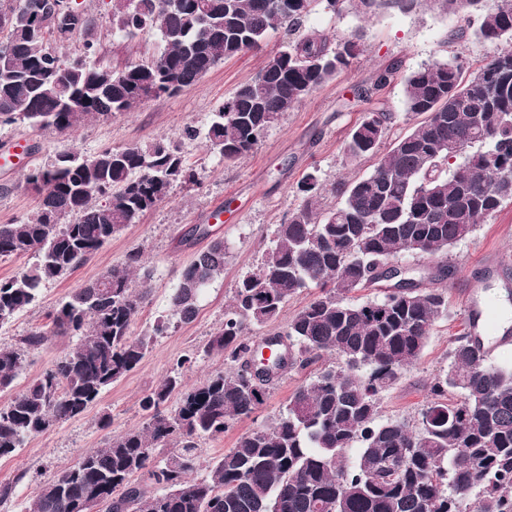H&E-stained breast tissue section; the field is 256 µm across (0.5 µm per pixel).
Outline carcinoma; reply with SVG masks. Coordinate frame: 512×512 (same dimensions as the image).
I'll return each mask as SVG.
<instances>
[{
	"label": "carcinoma",
	"instance_id": "cac0c4a2",
	"mask_svg": "<svg viewBox=\"0 0 512 512\" xmlns=\"http://www.w3.org/2000/svg\"><path fill=\"white\" fill-rule=\"evenodd\" d=\"M58 0H0V125L29 121L58 132L130 112L144 101L195 85L225 59L262 48L281 30L286 46L214 112L207 146L238 163L289 109L346 69L357 42L333 44L307 28L312 13L409 12L421 0H112V33L156 32L164 51L112 71L85 56L64 61L49 41L72 31L54 13ZM463 14L455 38L502 45L475 72L457 58L435 59L405 77L404 110L422 120L391 147L380 144L393 120L367 113L346 141L350 159L370 157L372 172L333 187L327 208L317 176L298 182L301 204L276 226L262 262L238 281L208 352L235 363L185 387L182 372L142 399L144 426L107 439L44 482L28 512H512V366L488 361L479 337L463 333L431 400L410 422L379 419L380 396L418 361L436 320L448 314L443 290L426 288L445 268L412 287L361 304L347 294L379 284L380 264L402 251L440 255L480 221L512 204V0H432ZM400 65L377 71L369 97ZM179 142L153 139L93 155L65 151L25 174L40 197L28 219L0 224V258L36 262L0 279V326L37 298L41 285L68 276L112 236L163 202L176 183L194 184ZM224 239L185 266L170 295L171 316L133 335L148 298L151 271L142 255L109 268L74 291L17 346H0V392L11 389L25 353L55 336L74 348L0 404V457L24 439L82 414L101 392L134 370L171 319L194 320L205 288L224 276ZM320 294L264 347L288 341L276 372L250 382L252 333L277 320L310 286ZM332 360H326V357ZM328 361L290 398L273 425L245 433L196 480L197 439L218 437L265 403L288 371ZM459 392L460 400L448 401ZM174 393L177 407L166 406Z\"/></svg>",
	"mask_w": 512,
	"mask_h": 512
}]
</instances>
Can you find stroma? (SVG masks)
I'll list each match as a JSON object with an SVG mask.
<instances>
[{
    "label": "stroma",
    "mask_w": 512,
    "mask_h": 512,
    "mask_svg": "<svg viewBox=\"0 0 512 512\" xmlns=\"http://www.w3.org/2000/svg\"><path fill=\"white\" fill-rule=\"evenodd\" d=\"M76 2L92 26L57 46L61 58L82 54L88 41L96 43L94 61L104 68L137 64L162 52L164 45L156 33L145 32L132 40L111 35L108 21L112 0ZM307 25L323 31L335 42L360 35L359 54L348 69L286 112L258 145L232 166L225 165L218 153L206 147L205 134L217 106L239 85L253 79L269 54L280 50L283 32L271 33L261 50L226 59L191 88L147 100L134 111L92 121L62 134L25 122L0 127V224L23 220L36 211L38 197L24 180L29 167L45 164L72 148L92 155L104 148L120 150L167 137L180 141L189 167L201 179L197 185L176 184L167 200L138 223L115 234L94 257L67 277L42 285L36 302L0 327V346L17 343L31 328L45 324L48 314L62 300L97 279L105 269L123 265L133 251L141 253L152 272L148 299L132 327L134 334L147 333L155 320L169 315L170 293L182 269L207 245L206 239L191 236L192 227L210 225L213 236L223 238L228 247L224 275L207 288L194 321L178 324L157 337L141 364L107 388L84 413L60 422L46 433L28 437L15 453L0 458V483L14 486L12 496L0 502V512H24L39 487L81 454L100 447L110 436L142 426L146 420L142 397L171 374L178 359L186 355L192 359L191 366L183 370L189 385L229 368L228 360L207 354L205 347L224 321V309L238 280L256 268L276 225L299 207L298 180L305 173H316L327 191V205H335L333 188L338 182L363 177L372 170V159L352 161L344 154L351 129L368 111L383 108L394 115L381 143L385 149L418 123L417 115L402 109L404 79L410 70L457 54L476 69L496 49L495 43L489 41L455 39L457 16L427 6L408 13L370 17L353 11L339 17L319 11L310 16ZM393 63L399 64L400 69L391 83L371 98L361 97L360 89L372 84L377 70ZM189 127L196 130L195 138H184ZM20 139L25 140L33 155L30 164L7 161ZM219 201L230 203L231 209L225 212L222 223L215 224L211 221V208ZM507 255L512 256L511 204L482 221L471 236L451 247L447 254H398L399 263L421 273L446 266L447 275L437 281L436 287L448 294V314L436 321L416 364L403 370L396 383L382 393V418H417L430 399V383L449 365L448 347L465 328V308H483L491 301L503 300L506 285H512V264L495 262L496 257ZM75 344L74 337H59L29 350L11 391L24 390ZM309 377L306 370L286 374L250 418L239 421L221 437L199 439L194 479L208 478L213 461L235 447L241 434L274 424ZM106 416L111 423L104 427L100 421Z\"/></svg>",
    "instance_id": "35a3bbf8"
}]
</instances>
